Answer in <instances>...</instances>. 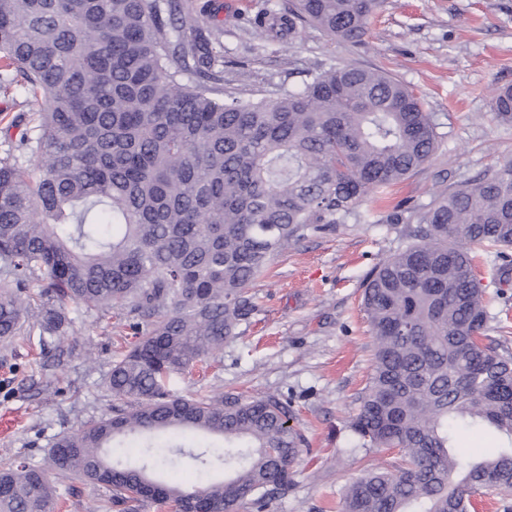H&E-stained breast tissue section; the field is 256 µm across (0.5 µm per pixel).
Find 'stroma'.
<instances>
[{
	"instance_id": "obj_1",
	"label": "stroma",
	"mask_w": 512,
	"mask_h": 512,
	"mask_svg": "<svg viewBox=\"0 0 512 512\" xmlns=\"http://www.w3.org/2000/svg\"><path fill=\"white\" fill-rule=\"evenodd\" d=\"M207 5L211 34L224 46V89L244 99L299 88L316 67L353 65L389 73L412 89L439 133L433 158L384 197L365 198L355 215L308 234L275 255L249 286L248 320L224 341L206 371L175 378L172 390L286 397L308 449L295 483L273 512H341V492L360 470L393 454L351 452L358 397L372 372V336L362 308L368 273L405 245L406 225L384 224L403 199L429 204L484 171L512 161V123L491 110L496 88L512 86V0H384L364 43L313 26L283 33L291 0H188ZM492 315L489 336L512 350V269L476 257ZM77 330L64 343L41 341L38 326L0 344V416L16 422L0 436V464L42 465L63 433L110 410L112 363L133 345L127 313L67 309Z\"/></svg>"
}]
</instances>
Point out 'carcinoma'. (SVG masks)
<instances>
[{
	"mask_svg": "<svg viewBox=\"0 0 512 512\" xmlns=\"http://www.w3.org/2000/svg\"><path fill=\"white\" fill-rule=\"evenodd\" d=\"M381 5L296 0L283 25L359 42ZM201 24L183 0H0V89L21 90L37 115L0 157V263L12 277L0 340L37 314L61 340L70 303L127 309L139 335L108 381L127 408L60 436L46 468L1 467L0 512H56L59 476L105 487L104 508L119 512H270L304 443L288 400L178 396L171 382L235 335L253 311L246 288L274 255L342 223L437 148L423 103L383 71L315 68L274 99H224V47ZM491 110L512 121L511 86ZM386 220L410 225L409 241L366 278L373 367L351 430L354 447L398 460L349 483L341 510L476 512L482 495L512 512V353L486 333L470 253L508 258L512 162ZM485 428L501 448L456 453L459 430ZM136 433L148 435L136 455L113 461L111 442ZM185 455L195 482L154 479ZM220 461L232 473L206 477Z\"/></svg>",
	"mask_w": 512,
	"mask_h": 512,
	"instance_id": "cac0c4a2",
	"label": "carcinoma"
}]
</instances>
